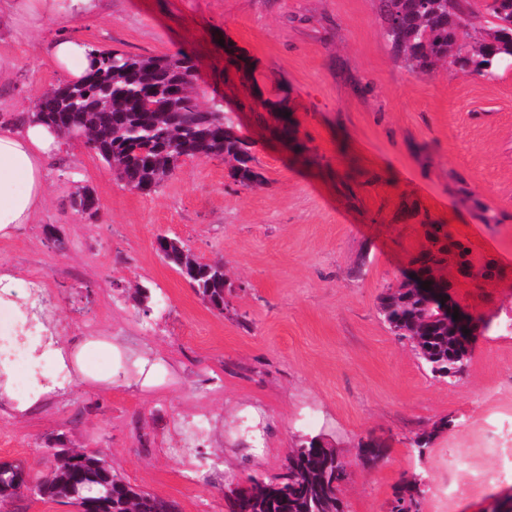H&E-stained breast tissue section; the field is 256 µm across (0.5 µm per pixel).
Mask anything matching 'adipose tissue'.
Listing matches in <instances>:
<instances>
[{"label": "adipose tissue", "mask_w": 512, "mask_h": 512, "mask_svg": "<svg viewBox=\"0 0 512 512\" xmlns=\"http://www.w3.org/2000/svg\"><path fill=\"white\" fill-rule=\"evenodd\" d=\"M101 0H0V31L20 34L39 29L45 22L73 23L98 12ZM43 54L71 82L79 81L91 65L90 48L74 36L49 41ZM61 137L50 126L29 119L0 123V237L21 224L32 223L43 207L47 172L58 153ZM26 283L10 272L0 273V303L15 316L13 334L27 340L34 366L27 377L28 388L15 390L16 370L9 359L0 360V400L17 417H25L41 400L67 382L111 387L112 369L94 366L89 350L111 354V342L89 337L70 346L55 337H43L42 325L22 308Z\"/></svg>", "instance_id": "ef3b65f1"}]
</instances>
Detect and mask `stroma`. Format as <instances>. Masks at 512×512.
Returning a JSON list of instances; mask_svg holds the SVG:
<instances>
[{"label":"stroma","mask_w":512,"mask_h":512,"mask_svg":"<svg viewBox=\"0 0 512 512\" xmlns=\"http://www.w3.org/2000/svg\"><path fill=\"white\" fill-rule=\"evenodd\" d=\"M384 26L379 0H103L100 14L69 25L96 49L188 53L201 101L223 98L265 181L242 187L222 160L185 157L143 195L82 142L63 141L37 223L0 237V268L40 283L64 342L107 337L174 382L146 386L130 368L108 389L67 384L23 418L0 404V460L37 472L50 445L101 451L180 512H228L229 484L281 474L290 448L321 436L353 473L345 512H390L395 487L415 473L426 477L421 512H490L512 495L493 452L512 448V333L479 336L448 383L378 311L439 224L473 266L493 269L463 279L454 264L440 268L453 299L480 318L512 319V68L422 75L396 58ZM59 31L24 43L0 34V59L16 64L1 111L31 113L62 81L30 58ZM229 43L248 73L229 66ZM260 98L283 102L296 145L276 138L274 116L258 122ZM85 186L99 204L93 221L70 205ZM161 234L201 261L223 260V312L158 257ZM140 285L152 295L146 317ZM451 415L458 427L433 433L417 456L416 434ZM369 440L384 457L367 470ZM457 451L471 465L448 499L444 466Z\"/></svg>","instance_id":"35a3bbf8"}]
</instances>
